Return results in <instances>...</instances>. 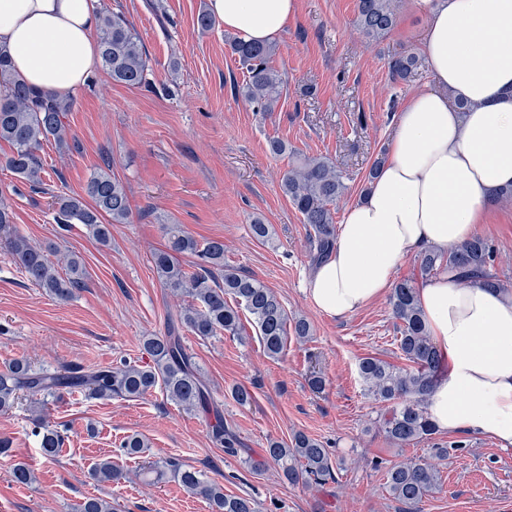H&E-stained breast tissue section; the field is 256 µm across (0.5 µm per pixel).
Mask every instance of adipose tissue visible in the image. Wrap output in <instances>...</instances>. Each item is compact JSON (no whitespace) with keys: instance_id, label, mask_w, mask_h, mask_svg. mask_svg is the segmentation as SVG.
I'll return each mask as SVG.
<instances>
[{"instance_id":"obj_1","label":"adipose tissue","mask_w":512,"mask_h":512,"mask_svg":"<svg viewBox=\"0 0 512 512\" xmlns=\"http://www.w3.org/2000/svg\"><path fill=\"white\" fill-rule=\"evenodd\" d=\"M426 16L421 49L432 86L395 114L377 176L343 216L330 256L315 266L308 297L342 318L388 292L411 254L475 235L512 187V0H416ZM102 0H0V50L41 90L71 93L99 62ZM298 0H209L225 30L269 43ZM429 332L448 362L430 396L436 428L496 437L512 446V291L448 275L419 290Z\"/></svg>"}]
</instances>
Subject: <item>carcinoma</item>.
<instances>
[{
	"mask_svg": "<svg viewBox=\"0 0 512 512\" xmlns=\"http://www.w3.org/2000/svg\"><path fill=\"white\" fill-rule=\"evenodd\" d=\"M397 10L398 0H355L357 30L370 42L380 41L394 28ZM97 37L102 64L112 81L129 88L151 86L152 69L143 41L123 15L103 8ZM225 44L246 69L245 83L238 94L256 112L275 111L285 87L282 75L270 66L276 45L245 43L235 36L227 37ZM420 65L414 53L393 56L388 60L389 75L394 81H405ZM71 107L70 96L27 85L12 72L7 54L0 50V141L12 147L6 165L19 178L33 186L42 183L39 152L51 139L60 146L67 144L65 118ZM269 150L293 158L280 187L302 216L315 263L336 241L335 205L346 192L343 176L330 158L303 155L281 140L269 141ZM101 161L88 178L86 198L58 196L53 219L63 231L80 224L89 236L107 246L112 225L131 223L132 210L124 183L112 174L111 158L104 155ZM165 231L167 244L151 254V263L163 287L191 302L182 306L176 317L168 318L163 332L144 337L142 350L150 363L125 361L115 367L75 366L50 372L17 360L0 374V411L12 408L22 394L44 399L66 389H85L98 399L110 400L138 398L159 388L182 408L213 416L212 442L228 456L239 455L241 442L224 423L194 356L183 344L182 332L188 330L204 339L223 332L237 335L246 315L267 357L277 360L288 340V314L272 289L224 265L222 241L200 243L178 224L166 226ZM0 248L13 256L31 284L59 301L70 300L85 285L82 261L73 253L56 246L33 245L15 228L0 241ZM184 255L198 258L193 269H186L180 262ZM418 260L426 274L442 273L461 282L481 277L490 289L508 288L494 270V249L481 237H471L447 250L422 251ZM389 301L399 333L398 349L412 369L397 368L370 356L360 359L358 373L367 393L379 405L378 431L390 442L403 446L426 440L436 432L428 400L441 376L444 355L428 332L417 289L410 281L395 283ZM36 427L35 436L43 453L58 455L63 441L58 428L41 418L36 420ZM266 455L290 484L320 485L335 479L330 450L303 432L295 433L288 444L270 441ZM144 474L154 475L156 483L167 479L178 482L204 497L212 512H256L251 498L224 493L219 482L176 459L152 463ZM91 476L105 483L120 480L123 472L106 459L95 464ZM439 483V470L424 459L397 462L385 471L389 493L411 507L421 503ZM77 512H112V504L100 497H87L77 505Z\"/></svg>",
	"mask_w": 512,
	"mask_h": 512,
	"instance_id": "1",
	"label": "carcinoma"
}]
</instances>
